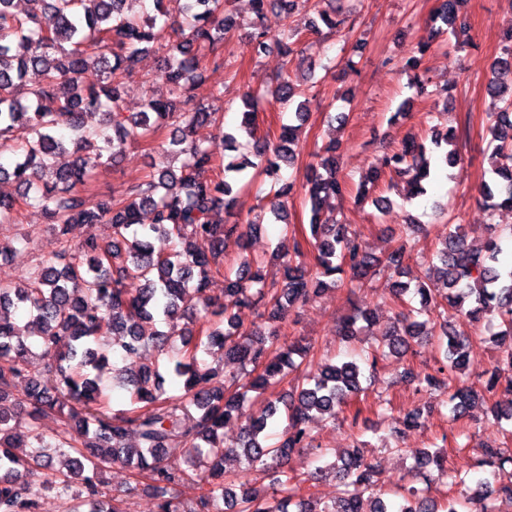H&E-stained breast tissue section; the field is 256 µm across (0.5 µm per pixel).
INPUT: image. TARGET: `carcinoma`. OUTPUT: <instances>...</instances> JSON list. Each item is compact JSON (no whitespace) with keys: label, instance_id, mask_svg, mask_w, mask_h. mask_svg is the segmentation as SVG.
Masks as SVG:
<instances>
[{"label":"carcinoma","instance_id":"cac0c4a2","mask_svg":"<svg viewBox=\"0 0 512 512\" xmlns=\"http://www.w3.org/2000/svg\"><path fill=\"white\" fill-rule=\"evenodd\" d=\"M135 0H26L19 12L15 0H0V148L13 154L11 166L0 164V179L17 183L16 196H0V224L21 223L23 210L38 208L48 217L49 229L62 244L52 260L29 268L20 281H0V512H37L38 490L19 475L51 468L52 456L64 466L43 480V485L76 502L68 512H123L121 501L107 505L100 499L98 481L106 470L121 466L145 476L157 501V512H460L469 504L476 512H496L493 496L512 502V455L483 446L464 470L444 466L440 452L410 450L417 472L435 467L460 497L439 506L415 491L396 505L383 499L374 484L375 464L350 455L332 465L343 490L318 509L300 497V481L288 470V459L311 441V424L319 417H336L363 392L362 379H376L379 361L391 355L405 357L413 342L427 333L443 352L446 363L435 373L417 378L447 396L456 419L480 398L492 402L494 423L512 421V377L500 384L502 372L512 373V262L504 255L501 238L494 236L484 250L472 248L459 224H447L445 240L428 260V270L439 272L447 293L442 301L427 282L415 288L399 283L394 296L408 292L419 297L410 313L423 321L404 318L378 341L370 355L368 372L355 360L341 364H313L314 344L288 335L283 311L315 300L325 289L344 287L349 296L372 286L380 275L403 273L408 258L407 239L386 258L367 250L360 234L336 218L332 200L346 192L336 177V142L321 148L317 164L306 177L310 235H297L288 224V198L295 183L275 190L269 212L283 223L282 241L272 252L283 271L282 280L266 282V260L244 256L236 266L224 265V248L234 240L246 249L251 233L263 220L234 218L236 187L249 168L271 175L281 163L293 164L297 133L309 114L306 90L295 87L288 73L280 74L275 100L294 109L295 124H283L277 136H256L257 107L267 92L249 89L240 130L247 139L224 131L214 108L223 98L219 88L197 97L200 70L224 64V34L233 27L225 14L226 0H153V9L134 13ZM255 33L251 56L259 58L272 48L293 58L303 53L295 31L286 26L278 35L262 29L268 11L283 20L296 12L299 0H250ZM459 0H440L435 20L440 34H451L457 44L471 42L470 27L458 14ZM428 45L407 59L413 71L416 96L432 95L427 79L416 74ZM164 53L162 81L166 93L150 92L145 109L123 112L121 88L140 55ZM90 69L101 73L97 86L82 83ZM41 80L28 83L29 72ZM497 97L487 120L492 136L488 177L480 185L487 207L512 210V32L503 56L493 66L489 83ZM101 115L99 128L87 127L85 118ZM173 128L169 147L185 156L180 169L153 163L121 199L98 198L92 182L104 166L122 158L128 144H150L158 133ZM234 153L218 158L215 143ZM69 154L67 166L57 163ZM457 153L444 152L441 164L431 165L424 143L407 138L401 148L384 155L356 190L358 201L369 198L381 176L409 178L410 195L427 193L426 185L450 177ZM233 221L212 219L215 210ZM149 211L151 223L140 222ZM73 224L112 226V240L90 234L77 246L68 245ZM154 237L171 239L168 253L154 250ZM207 243V249L198 246ZM314 254L315 268L304 258ZM224 274V305L209 311L207 285ZM27 312L39 325L36 343L46 360L44 370L28 369V345L3 309ZM251 308L266 318L268 328H245L236 311ZM183 311L194 320L189 330L160 329ZM497 323L491 333L499 347L488 371L483 394L466 384L469 337L459 333L452 319ZM373 316L361 306L336 322V338L349 342L372 324ZM182 350L169 352L174 337ZM152 349L162 364L146 365L124 379L128 404L110 407L99 387L100 373L109 357L127 358ZM218 349L224 366L213 368L199 353ZM168 368L163 376L159 366ZM293 379H288L290 374ZM170 382L173 392L164 388ZM25 383L16 394L17 383ZM264 396L257 413L246 409L247 394ZM56 416L62 431L46 438L40 420ZM232 418L244 421L238 447L224 449L222 431ZM29 451L19 456L14 449ZM192 449L205 463L200 476L204 493L196 503L176 493L182 473L169 465L165 449ZM239 458L262 471L264 487L235 484L224 471L227 456Z\"/></svg>","mask_w":512,"mask_h":512}]
</instances>
